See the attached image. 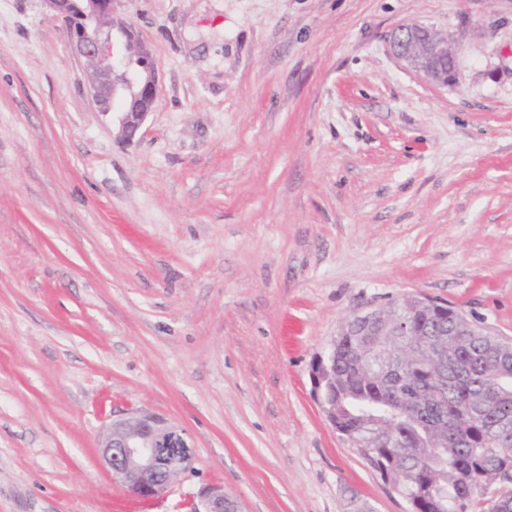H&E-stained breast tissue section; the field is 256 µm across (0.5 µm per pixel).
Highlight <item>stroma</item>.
<instances>
[{"label":"stroma","instance_id":"35a3bbf8","mask_svg":"<svg viewBox=\"0 0 512 512\" xmlns=\"http://www.w3.org/2000/svg\"><path fill=\"white\" fill-rule=\"evenodd\" d=\"M158 63L134 141L97 111L46 0H0V512L408 505L327 421L311 364L405 295L512 341V0H116ZM459 50L448 84L389 49ZM156 412L192 463L111 480L112 416ZM393 55L406 69L434 83L448 84L458 65V48L448 33L420 23L400 26L392 35ZM240 502L224 492V485L219 482L203 486L192 499V512H242Z\"/></svg>","mask_w":512,"mask_h":512}]
</instances>
